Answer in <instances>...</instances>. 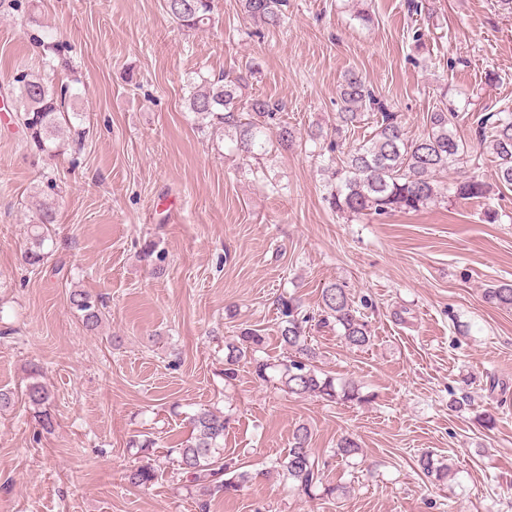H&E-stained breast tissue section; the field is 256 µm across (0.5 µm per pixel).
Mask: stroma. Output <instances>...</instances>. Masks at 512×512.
<instances>
[{
  "label": "stroma",
  "instance_id": "35a3bbf8",
  "mask_svg": "<svg viewBox=\"0 0 512 512\" xmlns=\"http://www.w3.org/2000/svg\"><path fill=\"white\" fill-rule=\"evenodd\" d=\"M248 68L244 96L282 103L298 136L257 160L185 105L190 80ZM350 73L412 138L451 104L468 154L438 179L478 176L486 197L332 210L327 166L374 129L368 113L335 133ZM24 74L66 87L68 128L43 152L17 119L0 123V389L20 390L38 364L56 425L42 431L21 399L0 410V512H197L171 459L145 489L125 472L141 458L130 440L175 446L200 408L229 417L224 453L252 473L210 512H512V309L484 299L512 283V188L477 135L479 117L512 111V12L499 0H288L277 27L214 0L196 31L163 0H0V107ZM45 203L56 221L31 265ZM333 283L373 341L349 348L330 325L311 341L321 369L371 403L298 398L246 363L225 381L239 328L283 359L278 298L315 316ZM74 289L102 301L97 330L71 309ZM301 424L325 483L346 494L310 499L266 475ZM344 435L361 447L351 464L333 456ZM426 450L446 459L447 483L420 470Z\"/></svg>",
  "mask_w": 512,
  "mask_h": 512
}]
</instances>
